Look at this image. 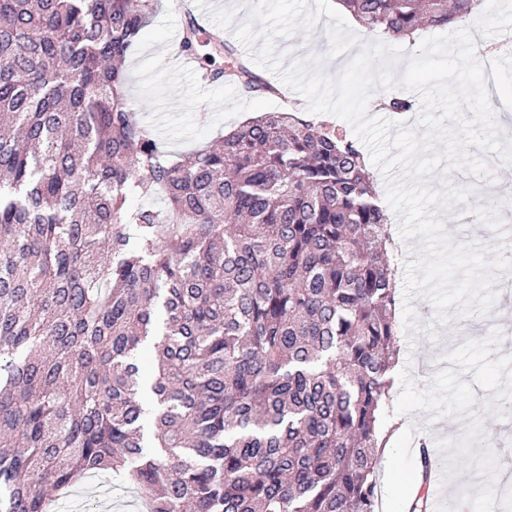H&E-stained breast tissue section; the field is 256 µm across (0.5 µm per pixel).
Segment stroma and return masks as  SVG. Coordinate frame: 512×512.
<instances>
[{"label": "stroma", "instance_id": "1", "mask_svg": "<svg viewBox=\"0 0 512 512\" xmlns=\"http://www.w3.org/2000/svg\"><path fill=\"white\" fill-rule=\"evenodd\" d=\"M207 30L216 25L208 14L187 12L182 0H159V8L143 35L129 52L126 62L128 99L138 107L142 124L152 128L167 151L186 153L213 141L260 112L290 109L305 112L306 102L294 91L276 96H250L232 83H209L201 79L195 61L176 64L172 47L178 46L187 19ZM332 40L328 17L309 30L276 41L277 53L286 62L310 56L319 58L320 70L338 76L352 58L351 53L331 56ZM498 93L490 100L498 127V140L512 129V55L498 65ZM484 158L492 172L483 181L441 162L430 177L432 188L445 185L483 189L494 184L495 193L480 199L467 198L452 204L458 223L446 230L456 243L481 248L487 259H512V208L501 205L512 197V167L499 166L494 153ZM496 299L481 311L456 304L438 313L427 295H416L411 304L415 319L400 332V360L393 370L392 396L383 418H400L405 428L394 450L383 457L378 473V497L387 512H403L402 483L414 481V495L430 502L429 512H461L464 499H471V512H480L483 489L504 484L512 475V407L502 399L512 394L502 377L512 370V327L500 328L496 312L512 310V277L490 271ZM483 429L481 440L472 442L469 453L481 464L468 475L456 473L451 464L461 438L473 423ZM427 437L438 475L427 485L418 483L415 443ZM99 512H147L144 501L132 486L104 473L93 476L92 484L73 486L66 497L54 502L50 512H87L88 504Z\"/></svg>", "mask_w": 512, "mask_h": 512}]
</instances>
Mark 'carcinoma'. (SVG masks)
Returning a JSON list of instances; mask_svg holds the SVG:
<instances>
[{"label":"carcinoma","mask_w":512,"mask_h":512,"mask_svg":"<svg viewBox=\"0 0 512 512\" xmlns=\"http://www.w3.org/2000/svg\"><path fill=\"white\" fill-rule=\"evenodd\" d=\"M154 2L0 0V512L109 470L148 512H377L397 266L364 150L283 111L170 158L121 66ZM338 2L376 39L480 0ZM181 48L279 93L192 19Z\"/></svg>","instance_id":"1"}]
</instances>
